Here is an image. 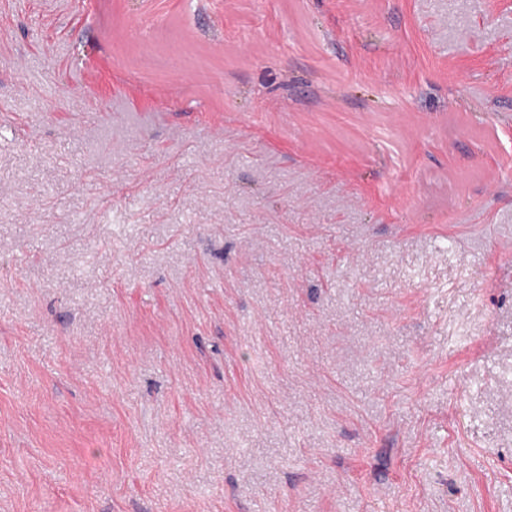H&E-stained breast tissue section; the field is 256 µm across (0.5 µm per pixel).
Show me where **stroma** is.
I'll return each instance as SVG.
<instances>
[{"label": "stroma", "mask_w": 512, "mask_h": 512, "mask_svg": "<svg viewBox=\"0 0 512 512\" xmlns=\"http://www.w3.org/2000/svg\"><path fill=\"white\" fill-rule=\"evenodd\" d=\"M0 512H512V0H0Z\"/></svg>", "instance_id": "35a3bbf8"}]
</instances>
